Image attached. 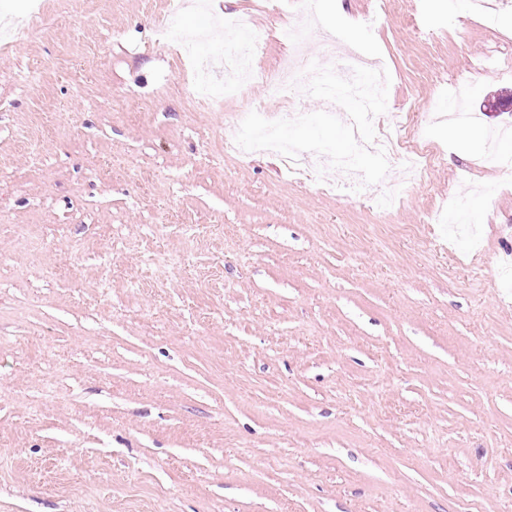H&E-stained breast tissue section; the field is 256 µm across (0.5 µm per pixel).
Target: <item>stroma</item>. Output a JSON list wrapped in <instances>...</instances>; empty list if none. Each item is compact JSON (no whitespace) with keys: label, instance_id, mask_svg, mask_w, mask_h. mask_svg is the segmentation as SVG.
<instances>
[{"label":"stroma","instance_id":"obj_1","mask_svg":"<svg viewBox=\"0 0 512 512\" xmlns=\"http://www.w3.org/2000/svg\"><path fill=\"white\" fill-rule=\"evenodd\" d=\"M165 4L0 0L24 17L0 45V512H512V145L506 168L480 147L512 127V0L491 24L321 0L309 23L315 67L353 28L385 68L366 129L418 119L425 192L307 88L224 95V15L271 77L308 0H188L167 41ZM462 80L463 133L433 119ZM256 109L302 113L282 140L349 157L361 191L225 151Z\"/></svg>","mask_w":512,"mask_h":512}]
</instances>
